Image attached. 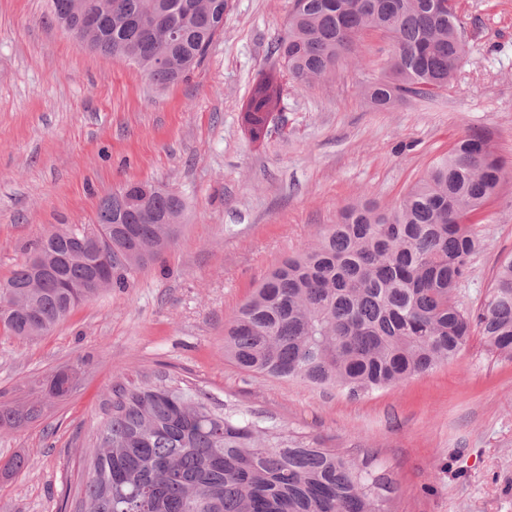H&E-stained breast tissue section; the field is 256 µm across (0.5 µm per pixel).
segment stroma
<instances>
[{
    "instance_id": "1",
    "label": "stroma",
    "mask_w": 512,
    "mask_h": 512,
    "mask_svg": "<svg viewBox=\"0 0 512 512\" xmlns=\"http://www.w3.org/2000/svg\"><path fill=\"white\" fill-rule=\"evenodd\" d=\"M292 0H229L224 30L185 79L159 86L133 62L74 42L48 0H0V281L48 232L94 223L102 199L149 181L185 203L175 243L130 288L83 303L48 334L0 330V404L40 400L41 418L0 431V512H75L81 465L115 383L166 371L272 424L323 438L353 461L373 452L396 512H512V358L473 336L453 361L350 396L260 377L224 357V322L260 279L359 200L387 209L470 127L505 174L476 231L458 297L484 300L512 254V0H460L469 51L448 89L374 107L388 37L363 32L351 58L306 87L282 76L281 110L252 141L241 113ZM75 390L46 398L56 370Z\"/></svg>"
}]
</instances>
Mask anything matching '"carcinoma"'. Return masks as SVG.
<instances>
[{"instance_id":"cac0c4a2","label":"carcinoma","mask_w":512,"mask_h":512,"mask_svg":"<svg viewBox=\"0 0 512 512\" xmlns=\"http://www.w3.org/2000/svg\"><path fill=\"white\" fill-rule=\"evenodd\" d=\"M435 0H294L273 46L288 74L309 85L351 53L365 30L391 41L388 73L363 93L379 109L448 88L468 51L456 8ZM86 4L96 31L71 27L80 45L136 63L160 85L200 64L224 26L229 0H50L61 26ZM279 75L254 84L243 121L265 138L281 111ZM504 163L481 130L464 133L390 210L348 206L315 245L269 271L224 325V356L241 370L351 396L385 389L458 356L479 329L491 351L512 356V255L477 312L457 301L480 240L478 217ZM184 203L149 183H128L102 201L97 233L41 237L0 281V328L31 340L47 334L100 280L128 288L175 241ZM102 248L108 263L91 255ZM80 368L58 370L49 392L69 393ZM42 406H0V430L35 421ZM319 437L270 424L161 373L112 386L83 474L88 512H394L395 488Z\"/></svg>"}]
</instances>
